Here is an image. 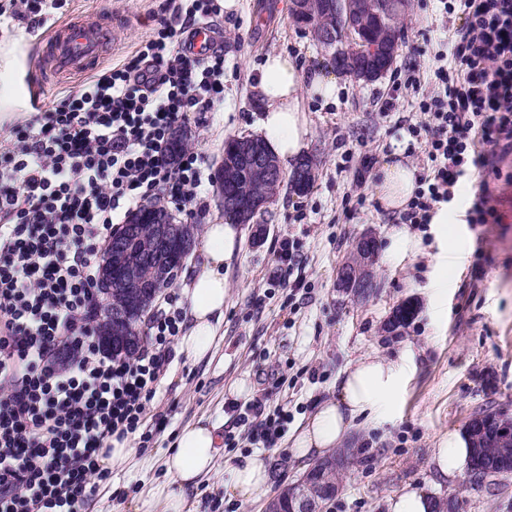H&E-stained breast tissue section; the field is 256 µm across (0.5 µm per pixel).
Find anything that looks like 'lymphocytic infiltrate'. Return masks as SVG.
Segmentation results:
<instances>
[{
    "instance_id": "1",
    "label": "lymphocytic infiltrate",
    "mask_w": 512,
    "mask_h": 512,
    "mask_svg": "<svg viewBox=\"0 0 512 512\" xmlns=\"http://www.w3.org/2000/svg\"><path fill=\"white\" fill-rule=\"evenodd\" d=\"M464 17L436 91L420 112L431 175L402 220L430 223L459 183L512 149V0H453ZM218 0H163L150 37L0 148V512H79L111 471L102 449L148 443L166 420L150 405L174 358L180 295L145 323L133 358L103 350L90 307L92 257L133 210L167 198L195 215L212 181L202 153L170 158L171 130L224 104V56L181 40L220 13Z\"/></svg>"
}]
</instances>
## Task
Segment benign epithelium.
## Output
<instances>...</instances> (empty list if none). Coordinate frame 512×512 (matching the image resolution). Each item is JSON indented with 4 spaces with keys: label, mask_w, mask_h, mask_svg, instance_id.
Masks as SVG:
<instances>
[{
    "label": "benign epithelium",
    "mask_w": 512,
    "mask_h": 512,
    "mask_svg": "<svg viewBox=\"0 0 512 512\" xmlns=\"http://www.w3.org/2000/svg\"><path fill=\"white\" fill-rule=\"evenodd\" d=\"M411 0H292V7L297 13L309 17L320 10L333 11L344 18V30H315L316 40L336 57L340 52L350 57L351 67L347 74L356 81L368 82L375 76H384L389 58H397L399 47L398 20L408 10ZM369 17L377 19L382 28L390 33L389 42H372L366 39L361 22ZM238 147L233 155L224 159L227 166L220 167L222 206L234 210L243 223L248 224L252 215L263 211L274 196L266 194L262 198L245 200L236 191L229 189L236 169L234 163H248L255 168H263L269 178H277L278 163L254 141L252 136L237 137ZM316 157L304 158L301 167L295 169L293 182L303 185L314 174ZM148 211L155 217L152 230L155 239L168 249V261L154 263L146 270L126 267L123 246L110 243L99 255V263L104 280L109 287L98 290L101 312L98 315V327L108 336H121L124 331L118 322L125 319L123 313L112 310V290L127 289L128 309L143 314L141 303L145 295L158 297L174 284L173 277L181 267L183 253L190 246L187 227L178 223L173 215L163 206L148 205ZM338 286L356 292L359 298H369L375 293L376 282L361 277L359 267H345L337 275ZM315 468H310L304 477L293 484L283 487L270 499L265 512H283V505H288V512H321L322 491L310 481Z\"/></svg>",
    "instance_id": "benign-epithelium-1"
}]
</instances>
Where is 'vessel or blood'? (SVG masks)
<instances>
[{
  "instance_id": "1",
  "label": "vessel or blood",
  "mask_w": 512,
  "mask_h": 512,
  "mask_svg": "<svg viewBox=\"0 0 512 512\" xmlns=\"http://www.w3.org/2000/svg\"><path fill=\"white\" fill-rule=\"evenodd\" d=\"M111 37L112 25L102 18L71 20L54 26L47 36L35 37L36 57L16 78L30 111L39 109L51 77L82 75L95 68ZM190 42L196 57L209 56L218 46L214 25L197 26Z\"/></svg>"
}]
</instances>
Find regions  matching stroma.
Listing matches in <instances>:
<instances>
[{
    "instance_id": "35a3bbf8",
    "label": "stroma",
    "mask_w": 512,
    "mask_h": 512,
    "mask_svg": "<svg viewBox=\"0 0 512 512\" xmlns=\"http://www.w3.org/2000/svg\"><path fill=\"white\" fill-rule=\"evenodd\" d=\"M161 0H65L51 22L108 13L115 38L103 61L124 60L154 27ZM239 12L213 17L224 52V110L207 125L193 124L189 145L216 169L227 137L259 134L263 103L254 67L267 54L288 51L304 67H331L330 55L291 19V0H242ZM464 22L444 13L436 0H412L401 22L399 53L392 70L372 83L342 78L335 102H307L308 153L317 164L307 194L282 184L262 213L263 242L241 225L242 250L227 273L222 335L211 356L193 363L175 356L152 402L167 420L148 447L135 451L133 469L113 468L80 512H132V504L165 482V453L177 434L199 419L232 435L218 447L216 471L187 495L188 512H262L267 496L295 482L308 469L296 460L291 442L306 418L336 399L345 369L375 353L402 362L403 387L386 420L358 421L347 445L355 456L328 512H389L402 492L424 490L455 497L459 512H512V477L476 486L464 473L445 478L431 465L432 450L449 432L465 429L485 406L512 411V153L496 158L479 178L464 182L448 204L447 224H413L421 240L417 253L389 258V234L401 215L383 209L372 191V176L396 151L427 175L422 153H407V125H423L420 93L432 92L436 53ZM31 44L25 26L0 25V136L28 114L12 76ZM421 83L413 91L411 80ZM489 188L498 221L471 224L467 212L479 183ZM373 231L380 251L373 267L376 294L361 301L342 293L336 274L356 238ZM455 249L443 256L444 236ZM288 244L300 259L292 271L278 266L276 249ZM418 304L415 318L396 335L385 323L407 299ZM261 401L281 408L288 419L274 446L263 432L237 423L232 404ZM261 454L270 472L266 496H227L224 484L241 458Z\"/></svg>"
}]
</instances>
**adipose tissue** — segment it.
<instances>
[{
    "label": "adipose tissue",
    "mask_w": 512,
    "mask_h": 512,
    "mask_svg": "<svg viewBox=\"0 0 512 512\" xmlns=\"http://www.w3.org/2000/svg\"><path fill=\"white\" fill-rule=\"evenodd\" d=\"M256 81L264 105L259 120L262 135L284 166H295L310 136L304 102L315 97L325 103L334 100L338 79L322 69L304 71L295 58L282 51L263 58ZM417 187L416 168L391 161L378 169L374 191L383 209L399 212L405 210ZM198 250L201 263L182 281L186 321L176 344L178 354L192 362L210 355L224 321V268L241 251L238 226L222 221L207 224ZM403 374L398 362L374 354L360 358L346 369L338 400L323 403L295 436L293 455L300 460L328 457L344 443L356 420L386 417L390 402L400 391ZM216 444V425L198 423L182 429L164 459L174 490L161 486L150 489L136 501L134 512H186L187 490L215 469ZM468 457L466 432L453 431L440 439L432 462L441 475L448 476L462 470ZM267 485V469L260 456L245 457L233 466L229 488L234 495L250 498Z\"/></svg>",
    "instance_id": "adipose-tissue-1"
}]
</instances>
